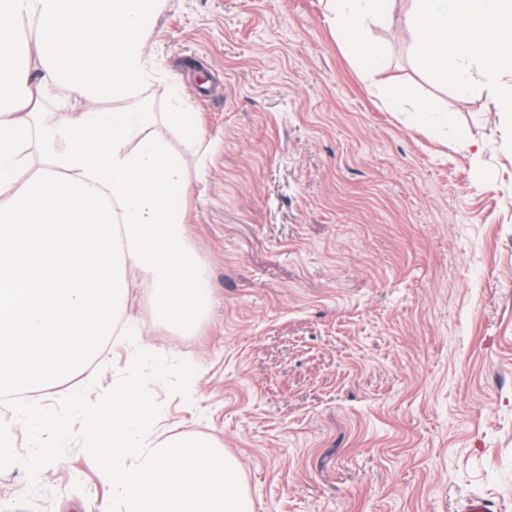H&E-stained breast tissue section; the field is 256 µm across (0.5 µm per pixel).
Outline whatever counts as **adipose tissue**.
I'll use <instances>...</instances> for the list:
<instances>
[{
	"mask_svg": "<svg viewBox=\"0 0 512 512\" xmlns=\"http://www.w3.org/2000/svg\"><path fill=\"white\" fill-rule=\"evenodd\" d=\"M161 0H0V394H19L18 423L40 434L38 475L68 434L33 400L38 381L71 376L110 339L130 277L151 317L184 332L205 317L209 283L173 199L182 157L138 100ZM396 0H327L329 19L361 61ZM418 64L459 97L484 87L512 116V0H411ZM86 102L64 124L43 99Z\"/></svg>",
	"mask_w": 512,
	"mask_h": 512,
	"instance_id": "obj_1",
	"label": "adipose tissue"
}]
</instances>
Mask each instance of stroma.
<instances>
[{"mask_svg":"<svg viewBox=\"0 0 512 512\" xmlns=\"http://www.w3.org/2000/svg\"><path fill=\"white\" fill-rule=\"evenodd\" d=\"M407 10L371 27L370 70L325 0H164L153 29L139 98L185 162L211 307L172 331L134 280L121 317L195 367L191 398L151 383L162 430L222 442L255 512H512V124L415 63ZM177 84L204 144L163 119ZM138 345L109 342L44 403L110 388ZM13 419L0 401L19 458L0 512L108 507L80 448L31 479L37 433Z\"/></svg>","mask_w":512,"mask_h":512,"instance_id":"35a3bbf8","label":"stroma"}]
</instances>
